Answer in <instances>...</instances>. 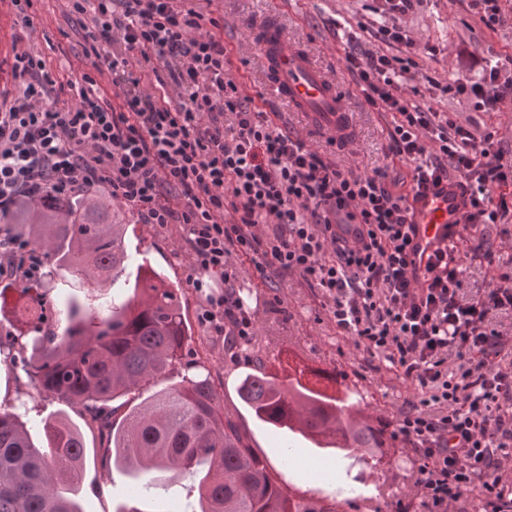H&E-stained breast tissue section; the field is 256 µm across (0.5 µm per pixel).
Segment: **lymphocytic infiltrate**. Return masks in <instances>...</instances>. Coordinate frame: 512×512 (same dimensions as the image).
Segmentation results:
<instances>
[{
    "mask_svg": "<svg viewBox=\"0 0 512 512\" xmlns=\"http://www.w3.org/2000/svg\"><path fill=\"white\" fill-rule=\"evenodd\" d=\"M412 7L382 0L385 21L372 32L405 46L404 55L353 38L344 55L368 108L394 117L386 156L409 167L398 176L386 166L342 170L278 126L226 78L223 39L177 0H97L87 34L93 70L71 105L60 103L66 82L29 52L15 53L13 86L0 90V275L31 279L42 267L39 251L13 229L17 209L107 187L143 223L186 225L196 267L226 287L199 315L210 332L235 345L255 334V314L234 289L245 254L260 274L320 288L355 348L421 388L392 423L393 439L417 463L412 493L394 501V512H409L415 500L425 512H461L470 495L483 512H512V365L501 364L512 336L492 320L512 312V266L494 287L465 296L447 248L417 264L410 206L428 178L453 174L468 199L462 228L501 223L512 215V161L495 129L477 135L415 104L421 88L404 82L418 66L414 42L399 22ZM153 66L166 73L156 93L142 85V69ZM504 69L495 63L479 80L441 91L499 109L512 102ZM104 73L114 98L88 90ZM228 207L237 216L231 224Z\"/></svg>",
    "mask_w": 512,
    "mask_h": 512,
    "instance_id": "1",
    "label": "lymphocytic infiltrate"
}]
</instances>
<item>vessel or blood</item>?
I'll return each instance as SVG.
<instances>
[{"mask_svg":"<svg viewBox=\"0 0 512 512\" xmlns=\"http://www.w3.org/2000/svg\"><path fill=\"white\" fill-rule=\"evenodd\" d=\"M253 38L271 88L326 135H349L348 114L335 79L306 49L288 44L277 19L269 18L255 29ZM410 203L418 226L416 261L423 265L437 247L447 244L448 227L457 222L463 200L457 188L443 180L427 183Z\"/></svg>","mask_w":512,"mask_h":512,"instance_id":"1","label":"vessel or blood"}]
</instances>
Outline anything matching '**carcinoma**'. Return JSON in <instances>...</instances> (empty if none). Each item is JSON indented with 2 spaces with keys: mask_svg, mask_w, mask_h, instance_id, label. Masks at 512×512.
<instances>
[{
  "mask_svg": "<svg viewBox=\"0 0 512 512\" xmlns=\"http://www.w3.org/2000/svg\"><path fill=\"white\" fill-rule=\"evenodd\" d=\"M30 242L62 273L43 272L21 282L20 297L3 339L31 345L29 375L37 387L82 407L99 427L101 444L113 448V465L131 479L156 485L174 473L193 479L198 512H345L353 496L328 505L287 492L266 462L246 443L239 426L224 414L210 377L183 380L155 392L115 427L112 402L155 385L183 357L191 337L179 289L147 262L137 265L133 299L119 306L97 300L126 273L129 255L123 228L95 195L45 201L21 212ZM87 286L85 296L67 295L57 329L42 288ZM242 401L276 430L296 420L309 435L333 448H347L372 468L386 453V432L358 409L359 400L341 388L336 371L298 363L282 371L265 367L246 374ZM38 446L20 414L0 407V512H81L85 443L63 419L42 425Z\"/></svg>",
  "mask_w": 512,
  "mask_h": 512,
  "instance_id": "cac0c4a2",
  "label": "carcinoma"
}]
</instances>
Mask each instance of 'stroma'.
<instances>
[{"label": "stroma", "instance_id": "1", "mask_svg": "<svg viewBox=\"0 0 512 512\" xmlns=\"http://www.w3.org/2000/svg\"><path fill=\"white\" fill-rule=\"evenodd\" d=\"M374 0H187L206 17L220 21L219 36L230 52L228 74L246 94L259 96L267 112L284 113L308 145L344 169L369 172L384 166L387 129L392 116L371 111L345 71V40L336 22L369 25L376 14ZM502 21L484 25L467 0H421L404 18L415 42L418 69L414 84L425 86L434 79L438 86L427 89L419 103L459 121H470L477 129L496 127L504 144L512 148V104L497 111H484L472 101L440 90L441 84L478 75L486 62L512 58V0H501ZM280 9L289 44L305 45L317 63L339 83L344 104L351 114L353 132L347 146H329L326 138L299 113L267 92L261 59L253 40L254 27L273 9ZM69 0H33L27 16H19L10 0H0V28L12 46L41 58L60 80L76 79L90 71L84 54L83 23ZM95 193L109 201L114 223L127 227V252L134 260L149 258L168 282L182 291V308L192 329L187 350L200 374L219 383L225 412L247 436L253 451L277 474L286 489L302 496L332 500L337 487L355 491L362 499L360 512H391V502L408 492L415 465L401 443H394L378 468H370L334 448L315 447L308 439L287 430H274L258 421L242 404L238 386L256 363L285 367L299 360L311 367L335 371L351 390L361 395L360 408L372 419L395 418L406 402L419 398L417 387L386 360L357 350L350 337L331 321L319 289L296 276L274 281L261 277L249 258L238 259L236 291L256 314V334L250 344L231 349L223 337L200 325L198 315L209 296L221 294L219 279L197 271L192 265L182 225L160 228L141 223L133 210L114 202L108 189ZM495 229L479 225L461 241L456 257L464 271L467 294L494 287L499 269L487 264L481 253L497 243ZM26 353L20 349L0 352V406L19 408L28 420L34 438H41V422L48 417L69 416L85 436L81 506L83 512H116L131 506L129 479L112 464V451L100 443L96 427L78 409L58 398L40 393L21 367ZM184 477L167 480L159 498L141 500V507H160L164 512H192L196 496Z\"/></svg>", "mask_w": 512, "mask_h": 512}]
</instances>
